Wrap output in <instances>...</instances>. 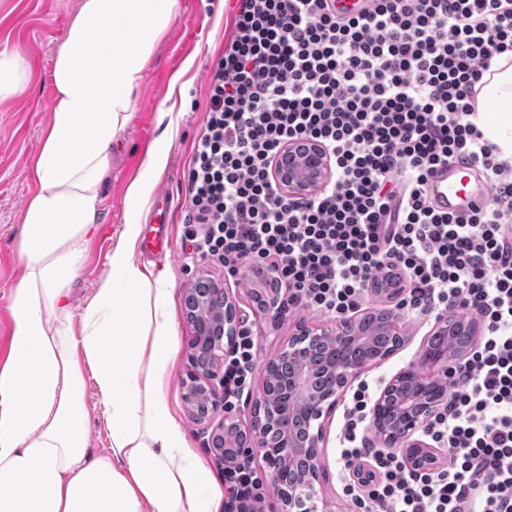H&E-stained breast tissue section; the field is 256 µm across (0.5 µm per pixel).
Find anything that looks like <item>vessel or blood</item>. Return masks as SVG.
Wrapping results in <instances>:
<instances>
[{
    "mask_svg": "<svg viewBox=\"0 0 512 512\" xmlns=\"http://www.w3.org/2000/svg\"><path fill=\"white\" fill-rule=\"evenodd\" d=\"M433 207L444 213L465 214L485 206L490 194L486 180L471 166L451 162L439 166L428 184ZM171 206L167 198L153 201L143 249L150 254L166 253L170 247L166 226Z\"/></svg>",
    "mask_w": 512,
    "mask_h": 512,
    "instance_id": "1",
    "label": "vessel or blood"
}]
</instances>
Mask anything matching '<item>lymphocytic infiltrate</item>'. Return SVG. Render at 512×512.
Masks as SVG:
<instances>
[{"label":"lymphocytic infiltrate","mask_w":512,"mask_h":512,"mask_svg":"<svg viewBox=\"0 0 512 512\" xmlns=\"http://www.w3.org/2000/svg\"><path fill=\"white\" fill-rule=\"evenodd\" d=\"M512 52V0H371L344 20L329 0H238L211 64L208 109L187 163L185 235L194 253L237 275L274 267L289 301L336 316L361 310L382 272L420 314L460 308L484 324L447 409L423 433L446 464L410 469L398 451L357 440L368 384L346 414L345 466L365 482L344 492L358 512H512V164L473 122L477 86ZM310 139L332 177L316 193H284L280 150ZM470 162L494 193L464 215L434 209L437 166ZM252 323L224 363V405L248 389ZM237 512H261L250 464L224 468Z\"/></svg>","instance_id":"lymphocytic-infiltrate-1"}]
</instances>
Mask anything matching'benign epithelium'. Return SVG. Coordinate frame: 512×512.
<instances>
[{
    "instance_id": "obj_1",
    "label": "benign epithelium",
    "mask_w": 512,
    "mask_h": 512,
    "mask_svg": "<svg viewBox=\"0 0 512 512\" xmlns=\"http://www.w3.org/2000/svg\"><path fill=\"white\" fill-rule=\"evenodd\" d=\"M278 186L288 194L314 192L331 178V163L322 146L314 141L290 143L274 164ZM392 275L383 273L375 286L385 305L345 317L327 329L303 324L269 361L266 373H288L280 384L265 379L262 388L249 394L251 422L244 426L240 415L224 410V358L233 353L243 323L242 309L224 282L200 275L184 286L185 318L193 332L191 353L182 384L185 401L196 420L207 423L208 445L221 463L231 464L245 455L259 456L271 471L281 512H320L316 484L325 472L322 448L325 419L336 408L349 384L370 362H381L406 341L402 316L390 307L398 288H391ZM262 296L254 308L257 316L274 322L288 305L280 289L252 288L250 297ZM474 316L448 311L436 317L424 339L417 360L397 372L381 389L371 408L370 432L386 448L402 452L412 469L441 464L440 452L414 434L448 404V387L465 368L468 350L436 347L433 338L448 339L459 333L474 337ZM379 331L394 339L372 361L347 358L330 368L329 379L319 381L309 372L308 355L318 347H337L360 336ZM305 458L301 473L284 466L296 456Z\"/></svg>"
}]
</instances>
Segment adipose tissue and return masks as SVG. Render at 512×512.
<instances>
[{
	"label": "adipose tissue",
	"mask_w": 512,
	"mask_h": 512,
	"mask_svg": "<svg viewBox=\"0 0 512 512\" xmlns=\"http://www.w3.org/2000/svg\"><path fill=\"white\" fill-rule=\"evenodd\" d=\"M178 0H80L52 68L53 97L34 161L36 189L10 289L12 338L0 365V512H219L224 495L164 392L178 354L174 279L139 258L142 212L177 134L167 122L126 194L125 222H99L112 146L128 127L148 61ZM30 79L0 51V101ZM474 119L512 160V67L482 87ZM111 235L109 272L82 314L71 285L89 242ZM106 415L108 452L87 448L85 386Z\"/></svg>",
	"instance_id": "ef3b65f1"
}]
</instances>
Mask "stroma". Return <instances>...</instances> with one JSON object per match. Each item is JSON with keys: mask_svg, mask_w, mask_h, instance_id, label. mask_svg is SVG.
Listing matches in <instances>:
<instances>
[{"mask_svg": "<svg viewBox=\"0 0 512 512\" xmlns=\"http://www.w3.org/2000/svg\"><path fill=\"white\" fill-rule=\"evenodd\" d=\"M77 4L78 0H0V48L19 49L31 68L27 90L0 103V363L7 357L13 325L8 291L24 272L17 240L22 211L34 190L31 167L50 115L53 58ZM236 4L237 0H178L176 17L146 68L134 118L113 145L112 173L100 211L101 222L110 228L123 224L126 188L160 131V113H171L178 125V135L167 167L155 183L156 189L165 191L174 201L169 226L171 244L166 254H146L142 260L169 267L174 276L173 315L178 326L179 351L177 363L168 375L165 392L191 448L203 459L219 484L224 481V469L206 446L203 424L194 419L184 400L182 377L188 363L192 329L183 319L182 290L186 283L205 272L223 280L245 309L249 306L252 283L241 275L226 276L223 268L189 253L182 246V238L187 198L185 167L203 128L209 65L232 31ZM188 60L193 63L192 81L182 100L168 101L169 83ZM111 252V239L99 238L89 243L73 289L75 313H82L98 282L107 275ZM404 321L408 334L404 346L365 370L360 377L361 382L368 384L371 393H378L393 375L417 357L434 323L433 318L420 320L410 314L405 315ZM302 324L331 329L336 325V318L301 306L290 308L274 323L255 321L256 366L252 390L261 388L267 362L278 355L297 326ZM349 404V399H342L326 421L323 456L327 470L316 487L321 512H355L353 502L343 493L344 484L352 481L353 476L346 473L339 459V434Z\"/></svg>", "mask_w": 512, "mask_h": 512, "instance_id": "1", "label": "stroma"}]
</instances>
